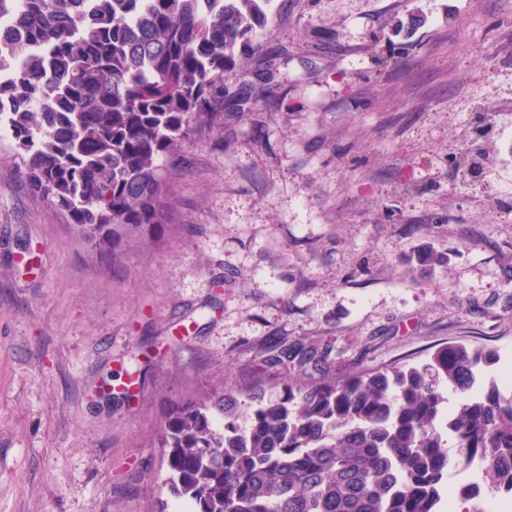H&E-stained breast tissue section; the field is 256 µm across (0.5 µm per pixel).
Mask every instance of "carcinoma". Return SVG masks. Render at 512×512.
Masks as SVG:
<instances>
[{"instance_id": "1", "label": "carcinoma", "mask_w": 512, "mask_h": 512, "mask_svg": "<svg viewBox=\"0 0 512 512\" xmlns=\"http://www.w3.org/2000/svg\"><path fill=\"white\" fill-rule=\"evenodd\" d=\"M271 0H0V124L25 176L78 238L105 251L120 231L173 221L162 171L192 134L243 112L224 79L254 57ZM38 48L8 67L16 31ZM277 71L260 57L258 81ZM486 346L446 344L418 363L333 372L334 348L263 349L273 393L218 381L178 404L159 436L169 494L189 512H483L512 497V389ZM459 396L448 406V393ZM480 479L448 492V470ZM453 509L443 510L444 501Z\"/></svg>"}]
</instances>
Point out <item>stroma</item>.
I'll return each mask as SVG.
<instances>
[{"label":"stroma","instance_id":"35a3bbf8","mask_svg":"<svg viewBox=\"0 0 512 512\" xmlns=\"http://www.w3.org/2000/svg\"><path fill=\"white\" fill-rule=\"evenodd\" d=\"M254 40L280 77L112 250L0 140V512H180L167 408L276 384L275 341L340 372L485 344L512 373V0H272Z\"/></svg>","mask_w":512,"mask_h":512}]
</instances>
